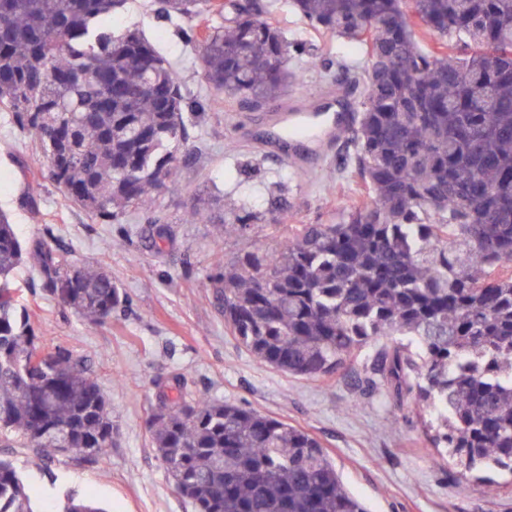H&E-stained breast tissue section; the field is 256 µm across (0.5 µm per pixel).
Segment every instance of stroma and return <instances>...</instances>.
Masks as SVG:
<instances>
[{
  "label": "stroma",
  "mask_w": 512,
  "mask_h": 512,
  "mask_svg": "<svg viewBox=\"0 0 512 512\" xmlns=\"http://www.w3.org/2000/svg\"><path fill=\"white\" fill-rule=\"evenodd\" d=\"M272 18L289 41L318 46L335 60L363 68L361 47L329 40L271 0ZM153 0H127L115 26L138 23L184 81L188 97L207 100L195 51L181 18L166 22ZM264 112H249L224 99L188 123L189 139L160 198L165 228L143 216L96 224L47 176L40 148L0 108V211L24 244L47 241L68 260L101 262L129 296L111 321L88 327L70 311L42 297L31 266L13 286L44 346L62 345L90 368L115 426L105 464L60 459L32 468L28 448H1L23 476L39 512H61L67 495L95 498L105 512H192L173 490L158 460L147 423L156 381L184 374L192 391L230 400L283 420L317 437L336 464L344 486L369 512H512V476L491 485L479 478L450 479L445 461L427 447L415 417L381 394L362 397L354 373L330 379L289 376L259 365L224 326L210 280L237 255L279 249L301 224H326L357 186L339 167L347 151L311 165L270 152ZM288 188V210L270 211L274 183ZM246 199L255 220L233 236L217 237L211 224L183 216L198 196Z\"/></svg>",
  "instance_id": "1"
}]
</instances>
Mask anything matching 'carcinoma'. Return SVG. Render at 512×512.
I'll use <instances>...</instances> for the list:
<instances>
[{
  "mask_svg": "<svg viewBox=\"0 0 512 512\" xmlns=\"http://www.w3.org/2000/svg\"><path fill=\"white\" fill-rule=\"evenodd\" d=\"M126 0H0V105L39 141L48 177L94 222L131 212L164 223L160 197L201 115L137 23L112 31ZM331 38L360 45L366 69L343 161L362 197L330 224H303L212 279L224 326L260 364L303 378L360 363V385L410 402L425 441L455 477L512 474V0H286ZM166 20L200 17L203 79L260 111L296 79L267 0H155ZM437 36L424 48L418 31ZM218 198L192 221L237 233L255 219ZM34 262L42 295L90 326L128 303L102 263L72 264L44 240L24 248L0 213V447L103 463L107 400L90 370L36 336L12 288ZM381 336L393 345L376 352ZM153 447L193 512H367L320 441L234 402L204 399L176 374L156 384ZM0 512H36L0 459ZM62 512H105L70 496Z\"/></svg>",
  "mask_w": 512,
  "mask_h": 512,
  "instance_id": "1",
  "label": "carcinoma"
}]
</instances>
